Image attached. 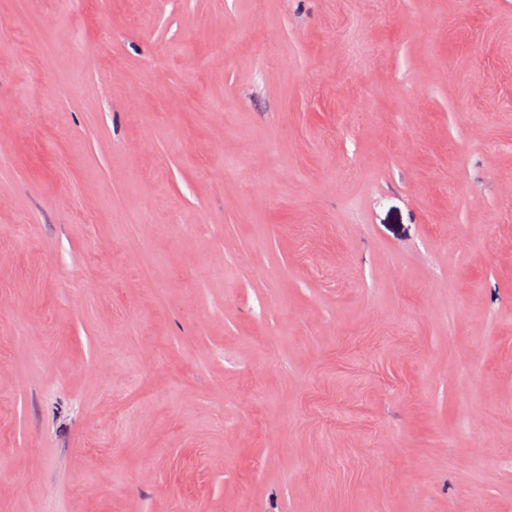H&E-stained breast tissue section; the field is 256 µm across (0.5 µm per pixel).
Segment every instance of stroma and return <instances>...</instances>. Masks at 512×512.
Listing matches in <instances>:
<instances>
[{
    "instance_id": "35a3bbf8",
    "label": "stroma",
    "mask_w": 512,
    "mask_h": 512,
    "mask_svg": "<svg viewBox=\"0 0 512 512\" xmlns=\"http://www.w3.org/2000/svg\"><path fill=\"white\" fill-rule=\"evenodd\" d=\"M0 18V512H512V0Z\"/></svg>"
}]
</instances>
